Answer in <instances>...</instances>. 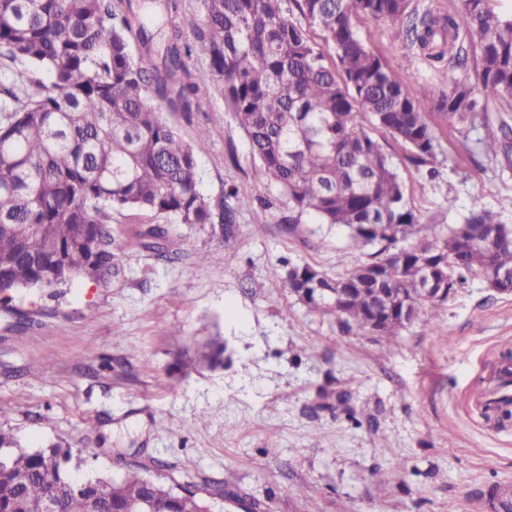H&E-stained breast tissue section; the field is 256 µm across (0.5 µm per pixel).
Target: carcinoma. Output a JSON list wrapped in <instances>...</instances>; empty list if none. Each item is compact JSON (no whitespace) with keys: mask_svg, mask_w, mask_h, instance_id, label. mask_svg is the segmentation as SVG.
Returning <instances> with one entry per match:
<instances>
[{"mask_svg":"<svg viewBox=\"0 0 512 512\" xmlns=\"http://www.w3.org/2000/svg\"><path fill=\"white\" fill-rule=\"evenodd\" d=\"M184 0H164L154 29L140 0H0V304L24 289L59 288L76 278L119 273L112 213L139 211L150 221L126 250H167L174 224H214L232 234L252 198L224 189L216 205L199 188L195 153L165 114L191 121L214 87L245 132L254 181L286 199L290 229L344 226L366 259L332 278L309 264H287L283 287L346 331L378 332L391 344L412 321L387 309L374 289L412 299L415 311L448 300L470 281L512 272V225L475 207L457 224H422L408 207L391 157L361 120L389 133L416 166L437 161L426 113L396 72L406 55L384 62L361 39L353 17L392 23L391 36L426 58L462 68L436 103L450 127L480 124L481 151L512 165V126L493 128L476 98L512 107V15L490 0H457L446 14L419 12L411 0H202L203 20L186 19ZM204 44L205 69L190 66L188 34ZM496 234L490 244L460 241L464 226ZM427 256L443 296L420 292ZM378 268L376 282L363 274ZM349 288L345 297L332 292ZM196 360L224 361L213 341ZM82 462L54 443L24 448L0 428V512H215V498L239 501L216 485L207 494L150 475L159 461L128 462L119 478L73 477Z\"/></svg>","mask_w":512,"mask_h":512,"instance_id":"carcinoma-1","label":"carcinoma"}]
</instances>
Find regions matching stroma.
I'll list each match as a JSON object with an SVG mask.
<instances>
[{"mask_svg":"<svg viewBox=\"0 0 512 512\" xmlns=\"http://www.w3.org/2000/svg\"><path fill=\"white\" fill-rule=\"evenodd\" d=\"M355 24L382 59L408 54L387 23ZM412 62L398 78L430 115L436 176L411 165L388 133L370 131L409 207L426 224L458 223L477 205L512 224V167L479 152L483 128H450L436 112L449 83L474 69ZM205 96L209 111L192 121L167 117L194 148L202 194L213 201L233 184L268 206L242 211L229 240L216 225H177L164 257L124 251L146 216L113 213L119 278L17 292L0 308V428L27 448L81 449L89 476L153 458L179 483L226 482L264 512H486L489 488L512 483V423L486 420L473 396L512 346V295L463 285L389 348L378 335L342 332L281 278L290 262L344 274L363 249L342 228L289 231L284 200L250 176L245 133L215 90ZM212 338L224 344L222 366L170 376L179 349Z\"/></svg>","mask_w":512,"mask_h":512,"instance_id":"stroma-1","label":"stroma"}]
</instances>
